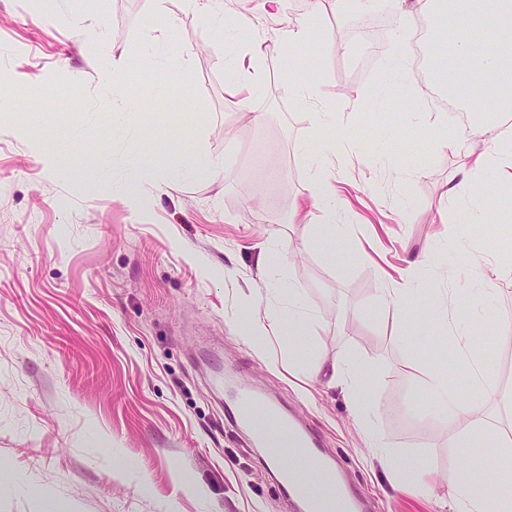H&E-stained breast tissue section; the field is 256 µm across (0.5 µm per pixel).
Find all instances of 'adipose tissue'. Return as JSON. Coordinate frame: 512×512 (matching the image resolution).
<instances>
[{
    "mask_svg": "<svg viewBox=\"0 0 512 512\" xmlns=\"http://www.w3.org/2000/svg\"><path fill=\"white\" fill-rule=\"evenodd\" d=\"M403 10L406 22H413L415 15L430 14L444 21L454 17L461 19V32L451 41L441 40L431 59V72L445 77V89L449 96L476 105L478 111L491 117L504 119L512 116V0H479V10L474 22H467L465 0H389ZM321 0H311L310 8L300 19L289 24L284 34L275 41L264 35H256L252 45L245 50H233L229 62V79L225 87V103L232 110L245 112L253 94L259 89L262 76L256 67L258 59L274 53L287 58L289 69L284 77L289 97L307 105L318 128L332 126L336 109L324 96L321 87L309 80L299 62L302 48L316 39L320 30L318 14ZM452 57L465 59L469 79L449 77L448 60ZM432 138L441 145L459 149L462 162L455 172L449 173V185L445 191L447 203L463 214L467 224L482 221V209L478 202L462 200L461 183L473 180L484 168H499L503 176L512 181V137L505 136L493 125H473L451 136L447 128H436ZM491 140L489 150L479 152L473 141ZM428 289L422 283H409L400 288L383 289L379 299L381 307L395 309L402 322L410 327L434 324L449 332L458 353L466 358L473 372L468 401L449 388L446 376L440 369L428 368L424 372L421 392L435 407L456 441L458 447L475 458L481 457L484 447L494 441V434L487 430L481 419V395L491 374V365L472 344L470 334L463 323L473 309L483 305L482 295L468 299L451 296L431 304L426 300ZM312 315L292 309L266 310L259 325L260 336H278L288 340L292 347L290 366L302 368L307 349L302 342ZM330 384L339 387L356 418L367 447L387 474L390 486L395 490L410 487L433 489L436 481L427 458L413 455L397 457L391 453L384 438L374 431L371 413L375 409L373 391L367 372L360 361H337L331 368ZM488 469L495 471V478L478 481L470 467L457 466L443 478L447 492L444 500L448 512H512V482L499 478L498 461H487Z\"/></svg>",
    "mask_w": 512,
    "mask_h": 512,
    "instance_id": "adipose-tissue-1",
    "label": "adipose tissue"
}]
</instances>
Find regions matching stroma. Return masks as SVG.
<instances>
[{"label": "stroma", "instance_id": "obj_1", "mask_svg": "<svg viewBox=\"0 0 512 512\" xmlns=\"http://www.w3.org/2000/svg\"><path fill=\"white\" fill-rule=\"evenodd\" d=\"M154 7L0 0V512H288L265 449L226 415L227 378L313 430L369 512H443L436 494L392 491L339 389L288 374V344L255 326L273 306L315 312L309 365L366 363L390 451L425 456L441 476L466 457L420 381L429 366H470L449 359L431 327L411 352L408 326L379 297L408 277L439 297L470 291L479 282L469 261L484 251L493 289L468 322L494 365L482 400L497 444L484 456L512 451V408L497 392L512 384V329L497 326L512 319V184L488 168L462 186L491 217L472 233L456 210L440 218L459 156L427 131L449 125L446 93L425 81L426 62H413L408 82L393 69L402 19L384 0L343 16L323 0L322 34L303 52L337 107L344 147L326 160L308 150L320 133L284 91L281 58L262 59L250 112L224 106L233 43L278 35L304 0H283L276 17L253 0L254 30L230 41L182 0L157 19ZM62 11L100 21L103 38L47 23ZM151 27L175 56L126 82L116 115L101 112L99 69L131 72ZM129 96L149 111H125ZM146 143L156 157L197 150L223 166L181 181L156 166L145 177L130 160ZM45 153L69 172L45 169ZM324 164L349 202L333 219L341 240L331 252H281L267 270L265 246L312 240L332 220L314 207L288 221Z\"/></svg>", "mask_w": 512, "mask_h": 512}]
</instances>
